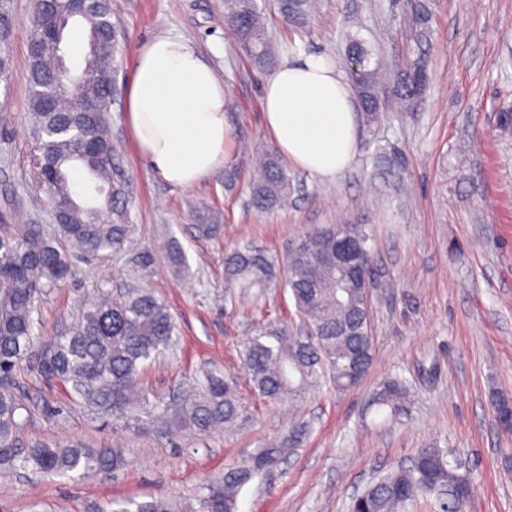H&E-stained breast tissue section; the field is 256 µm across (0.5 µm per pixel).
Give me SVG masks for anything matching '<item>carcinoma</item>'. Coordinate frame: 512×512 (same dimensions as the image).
<instances>
[{
  "mask_svg": "<svg viewBox=\"0 0 512 512\" xmlns=\"http://www.w3.org/2000/svg\"><path fill=\"white\" fill-rule=\"evenodd\" d=\"M281 19L294 28L306 27L315 0H275ZM35 52L29 57V103L36 140L33 167L39 186L57 221L62 248L41 224L14 228L0 224V468L31 469L44 476L108 473L126 465L121 448H88L82 444L33 442L19 446L17 435L28 410L16 391L22 371L71 385L91 408H112L137 418L149 400L140 377L148 360L173 349L175 324L167 305L148 288L125 285L98 289L86 298L75 323L48 340L34 333L35 302L73 276L72 258L92 259L122 252L130 243L126 194L114 179L115 162L108 117L112 112L114 59L96 49L112 31L108 0H41L36 5ZM76 21L88 33V51L80 71L63 72V21ZM224 22L254 64L265 68L275 53L265 37L266 16L257 0H224ZM406 43L399 67L388 72L373 59L360 39H347V58L358 63L352 85L367 124L382 112L381 90L392 83L405 108L414 106L427 88L426 47L431 43L430 12L423 2L405 17ZM81 87L94 112H73L69 85ZM81 169L93 193L74 191L70 173ZM249 204L269 211L285 204L291 189L288 170L277 155L267 153L248 183ZM197 231L212 236L218 216L205 209L192 214ZM368 244L364 224H320L307 229L300 241L280 257L250 242L224 251L227 288L264 291L279 285L290 289L307 333L291 325L267 324L243 344L241 356L252 391L264 400L288 395L304 401L325 380L346 391L365 377L372 361L371 318L366 316L365 289L349 271L336 267V250L347 239ZM408 395L395 377L376 392L374 405L397 412ZM175 425L209 436L247 421L237 385L210 372L172 413ZM310 422L295 420L288 433L272 440L209 482L202 498L204 512H237L242 488L302 445ZM473 489L472 479L460 472L449 453L435 445L417 450L411 466L379 477L351 499L350 512H403L418 499L436 498L440 512H461ZM95 512H171L170 503L114 500Z\"/></svg>",
  "mask_w": 512,
  "mask_h": 512,
  "instance_id": "obj_1",
  "label": "carcinoma"
}]
</instances>
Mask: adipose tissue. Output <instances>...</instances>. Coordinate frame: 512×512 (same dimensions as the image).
<instances>
[{"instance_id": "ef3b65f1", "label": "adipose tissue", "mask_w": 512, "mask_h": 512, "mask_svg": "<svg viewBox=\"0 0 512 512\" xmlns=\"http://www.w3.org/2000/svg\"><path fill=\"white\" fill-rule=\"evenodd\" d=\"M227 88L196 45L160 34L135 57L126 112L141 160L167 184L190 187L227 162ZM357 99L323 55L283 57L262 90L265 126L289 164L331 180L353 162Z\"/></svg>"}]
</instances>
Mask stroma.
Here are the masks:
<instances>
[{"instance_id": "1", "label": "stroma", "mask_w": 512, "mask_h": 512, "mask_svg": "<svg viewBox=\"0 0 512 512\" xmlns=\"http://www.w3.org/2000/svg\"><path fill=\"white\" fill-rule=\"evenodd\" d=\"M118 35L112 87V147L128 198L131 245L90 262L75 261L70 282L43 297L33 314L40 337L72 320L95 289L135 278L162 298L180 349L142 375L149 400L190 388L208 369L237 382L249 420L209 437L161 418L137 420L84 411L59 383L25 372L17 384L31 418L19 432L32 441H79L126 452L114 475L46 480L29 471L0 472V512H92L113 498H166L174 512H201L203 488L224 469L278 438L297 416L313 428L273 474L255 477L238 512H348L351 497L377 474L409 463L434 443L470 473L465 512H512V434L495 400H512V0H429L432 82L413 110L389 101L381 120L361 126L352 165L331 180L289 168L285 207L247 206L252 155L274 150L261 107L269 72L257 68L224 25V0H109ZM32 0H0L8 16L0 81V223L53 227L33 177L28 119V40ZM404 0H318L305 28L269 21L278 55L324 54L341 71L347 36L362 38L376 58L399 63ZM156 34L195 42L230 89V159L193 186L165 183L141 161L130 136L125 90L143 42ZM206 206L220 235L198 237L191 220ZM367 226L373 254V360L348 391L323 386L304 403L262 402L253 395L239 346L257 325L297 324L289 290L266 302L224 288V248L250 240L281 254L317 224ZM175 240L186 259L177 269L160 239ZM412 385L399 413L372 399L393 376Z\"/></svg>"}]
</instances>
